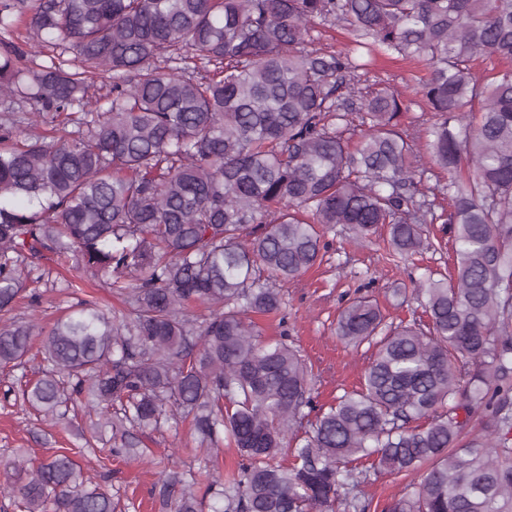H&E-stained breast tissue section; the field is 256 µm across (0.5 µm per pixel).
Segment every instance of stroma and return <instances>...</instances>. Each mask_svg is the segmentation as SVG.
<instances>
[{
    "label": "stroma",
    "mask_w": 512,
    "mask_h": 512,
    "mask_svg": "<svg viewBox=\"0 0 512 512\" xmlns=\"http://www.w3.org/2000/svg\"><path fill=\"white\" fill-rule=\"evenodd\" d=\"M427 76L424 63L382 53L375 54L363 74L368 83L382 82L401 91V122L418 127L431 117L421 94ZM432 233L433 249L415 256L414 266L408 270L389 260L383 239L363 246L346 227L328 228L321 263L296 279L280 282L284 300L280 315L259 318L258 323L265 337L287 335L311 366L312 394L317 404L330 403L336 395L357 386L367 364L363 353L346 348L336 335L338 312L348 302L369 295L390 321L422 318L423 309L416 300L401 302L394 291L408 283L410 275H421L428 268L444 273L452 265L455 241L449 225L433 224ZM64 278L80 282L84 294L96 297L104 309H120L121 303L110 288L90 273L72 267L60 275L50 274L43 298L35 304L21 300L13 317L33 322L36 332L47 333L82 296L60 289ZM37 368V362L30 361L0 371V512H18L9 462L18 460L29 468L63 448L81 466L88 486H100L118 500L117 512H170L160 505L155 490L161 471L183 478L196 476L195 494L203 503H210L208 484L214 476L227 474L237 465L234 447L223 443L217 450L204 452L185 422L143 434L145 454L139 461L105 455V448L112 445V432L107 427L93 429L94 418L83 406L69 409L64 426L53 425L28 408L22 389Z\"/></svg>",
    "instance_id": "35a3bbf8"
}]
</instances>
